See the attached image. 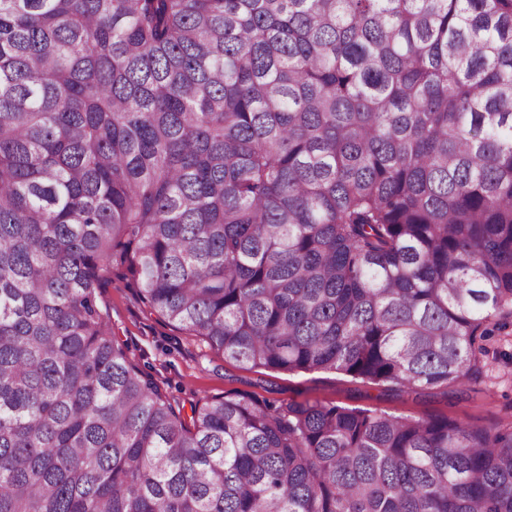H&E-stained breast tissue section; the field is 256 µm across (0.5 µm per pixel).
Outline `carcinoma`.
Segmentation results:
<instances>
[{"label": "carcinoma", "instance_id": "cac0c4a2", "mask_svg": "<svg viewBox=\"0 0 512 512\" xmlns=\"http://www.w3.org/2000/svg\"><path fill=\"white\" fill-rule=\"evenodd\" d=\"M237 362L390 390L512 329V0H0V512H512V429L173 404L112 269Z\"/></svg>", "mask_w": 512, "mask_h": 512}]
</instances>
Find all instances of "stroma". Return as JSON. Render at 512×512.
Wrapping results in <instances>:
<instances>
[{"mask_svg":"<svg viewBox=\"0 0 512 512\" xmlns=\"http://www.w3.org/2000/svg\"><path fill=\"white\" fill-rule=\"evenodd\" d=\"M101 299L110 312L115 339L128 346L132 359L172 402L184 406L237 392L278 405L308 399L415 418L446 417L471 427L512 426V336L496 338L478 381L453 392L440 388L408 394L333 371L279 372L217 355L151 312L120 269L113 270Z\"/></svg>","mask_w":512,"mask_h":512,"instance_id":"stroma-1","label":"stroma"}]
</instances>
